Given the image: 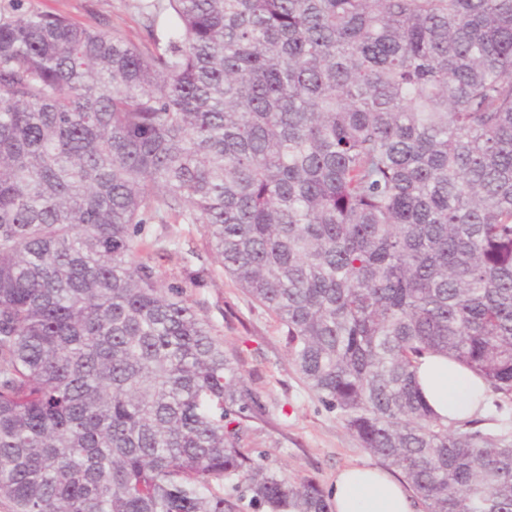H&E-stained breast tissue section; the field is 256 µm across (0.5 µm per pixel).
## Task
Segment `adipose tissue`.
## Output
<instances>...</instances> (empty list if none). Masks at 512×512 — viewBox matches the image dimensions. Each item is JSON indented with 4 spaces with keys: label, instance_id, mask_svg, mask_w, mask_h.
Instances as JSON below:
<instances>
[{
    "label": "adipose tissue",
    "instance_id": "obj_1",
    "mask_svg": "<svg viewBox=\"0 0 512 512\" xmlns=\"http://www.w3.org/2000/svg\"><path fill=\"white\" fill-rule=\"evenodd\" d=\"M416 377L426 402L442 418L467 420L486 406L483 381L454 362L423 357ZM327 494L333 512H417L418 508L400 479L366 465L339 470Z\"/></svg>",
    "mask_w": 512,
    "mask_h": 512
}]
</instances>
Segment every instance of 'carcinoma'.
<instances>
[{
  "label": "carcinoma",
  "mask_w": 512,
  "mask_h": 512,
  "mask_svg": "<svg viewBox=\"0 0 512 512\" xmlns=\"http://www.w3.org/2000/svg\"><path fill=\"white\" fill-rule=\"evenodd\" d=\"M164 46L0 19V498L12 512H332L244 450L266 408L140 254L198 224L423 512H512V0H164ZM221 482L220 487L213 481ZM416 377L430 408L448 421L471 419L486 406L483 381L454 362L437 356L423 357Z\"/></svg>",
  "instance_id": "1"
}]
</instances>
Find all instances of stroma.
I'll list each match as a JSON object with an SVG mask.
<instances>
[{
	"instance_id": "obj_1",
	"label": "stroma",
	"mask_w": 512,
	"mask_h": 512,
	"mask_svg": "<svg viewBox=\"0 0 512 512\" xmlns=\"http://www.w3.org/2000/svg\"><path fill=\"white\" fill-rule=\"evenodd\" d=\"M26 8L61 13L81 24L106 23L136 44L149 45L164 37L167 17H160L154 34H147L141 0H23ZM158 244L144 242L167 282H187L204 270L201 286L187 295L226 353L237 360L266 416L251 425L245 446L266 452L269 464L290 476L329 487L336 472L349 465H378L327 411L300 378L287 355L285 329L265 307L251 303L224 272L197 224H168L155 229Z\"/></svg>"
}]
</instances>
